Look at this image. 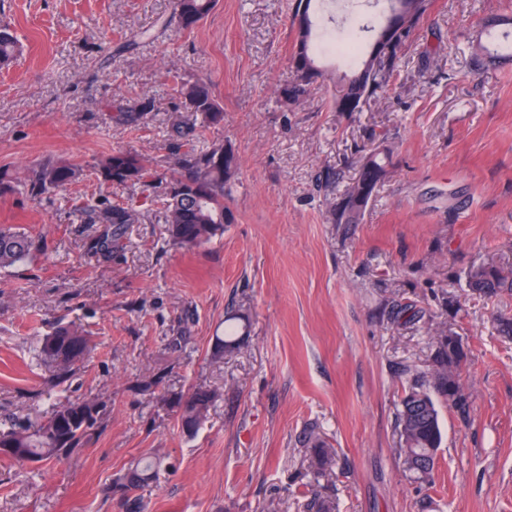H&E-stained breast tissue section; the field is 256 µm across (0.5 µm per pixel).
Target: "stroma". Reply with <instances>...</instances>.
Listing matches in <instances>:
<instances>
[{
	"instance_id": "35a3bbf8",
	"label": "stroma",
	"mask_w": 512,
	"mask_h": 512,
	"mask_svg": "<svg viewBox=\"0 0 512 512\" xmlns=\"http://www.w3.org/2000/svg\"><path fill=\"white\" fill-rule=\"evenodd\" d=\"M293 0H218L192 32L162 28L172 0H0L21 50L0 71V173L23 180L46 159L82 178L38 202L0 195V225L41 247L0 271V418L41 420L65 400L108 409L88 445L40 467L0 459V512H123L116 479L144 455L169 469L143 512H512V296L468 295L482 265L512 267V60L471 74L482 18H512V0H433L406 64L361 112L337 113L331 80L293 106ZM332 35L380 20L383 0H313ZM152 40L115 54L126 35ZM209 83L224 126L185 112L177 89ZM151 99L138 121L119 107ZM224 140L237 169L224 234L180 248L158 198L106 184L117 149L170 167L174 130ZM378 133L391 153L362 223L333 224L330 202L357 178ZM109 198L135 221L112 253L76 201ZM405 305L392 317L393 304ZM248 333L220 359L227 318ZM94 337L92 358L53 387L37 347L58 324ZM463 346L466 410L439 404L443 444L430 482L399 458L397 408L428 371L436 328ZM166 377L154 394L138 381ZM203 386L219 398L195 437L164 397ZM334 452L314 470L312 450Z\"/></svg>"
}]
</instances>
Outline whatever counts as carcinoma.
I'll return each mask as SVG.
<instances>
[{
    "instance_id": "1",
    "label": "carcinoma",
    "mask_w": 512,
    "mask_h": 512,
    "mask_svg": "<svg viewBox=\"0 0 512 512\" xmlns=\"http://www.w3.org/2000/svg\"><path fill=\"white\" fill-rule=\"evenodd\" d=\"M217 0H173V10L181 29L190 31L207 18L216 7ZM390 11L386 21L400 15L401 23L388 44L379 52L368 49L357 68L339 76L336 96L330 102L332 112H361L385 90L389 79L396 74L403 62L404 50L415 31L431 12V0H389ZM291 25L295 38L291 45L290 62L294 78L286 87V101L290 105L303 102L311 86L321 76L317 66L322 46L314 34V24H304L300 8L291 12ZM512 35L505 32L482 45L476 36V49L490 59L502 57L504 49L512 51ZM18 40L7 25H0V67L8 66L18 52ZM184 99V110L199 113L212 127L224 125V109L211 95L208 83L200 80L179 89ZM191 127L176 129V137L183 140V150L174 154L172 167L167 171L151 168L137 153L114 150L97 168L98 176L105 182L117 185L139 184L152 190L164 205V219L169 240L182 248L200 246L224 235L227 207L224 197L234 176L236 161L231 149L224 142H213L199 148L191 143ZM385 173L381 152L365 157L359 176L347 186L336 202L330 205L328 219L334 224L336 210L349 209L345 223L358 224L365 208L353 209L355 192L367 188L366 201H371L376 186ZM82 169L75 165L51 160L37 164L28 171L23 189L34 200H51L53 193L78 180ZM82 209L93 213L106 231L94 243V249L112 252L118 247L130 223L128 207L119 202L99 200L86 202ZM36 241L27 233L10 225H0V270L10 268L36 257ZM468 283L472 293L480 297H497L512 293V269L489 266L469 270ZM438 347L431 368L410 378L400 400L397 424L405 445L400 453L403 465L415 473L420 463H425L424 475H431L443 442L436 400L441 399L456 408L468 403L461 381V369L467 358L462 346L449 339L443 331L437 333ZM241 338L237 327L230 325L225 336L217 339L214 356L239 348ZM94 347L93 337L72 326H60L40 341L38 360L52 370L58 382H63L76 366L84 361ZM215 390L197 387L186 394L174 393L167 397V404L177 415L184 433L194 436L207 420L217 401ZM107 404L98 396L67 400L53 407L50 414L37 425L10 421L0 424V445L21 449V455L12 457L18 463L28 455L36 462L60 461L76 449L84 447L94 427L106 414ZM162 461L156 456L139 458L114 486L120 494L125 512H140L141 497L137 491L156 483Z\"/></svg>"
}]
</instances>
